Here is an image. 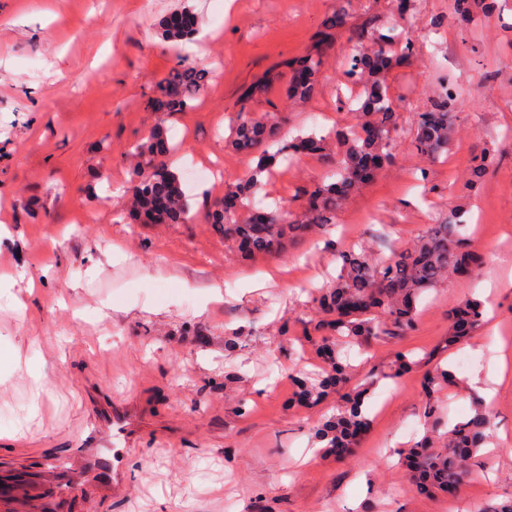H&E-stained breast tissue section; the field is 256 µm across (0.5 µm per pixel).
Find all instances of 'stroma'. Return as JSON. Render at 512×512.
I'll use <instances>...</instances> for the list:
<instances>
[{
	"label": "stroma",
	"instance_id": "obj_1",
	"mask_svg": "<svg viewBox=\"0 0 512 512\" xmlns=\"http://www.w3.org/2000/svg\"><path fill=\"white\" fill-rule=\"evenodd\" d=\"M492 16L459 0H414L411 53L388 77L399 134L394 162L351 194L336 224L285 249L242 257L205 212L251 162L226 142L238 112L276 113L280 136L354 126L349 59L361 29L397 26L392 0H0V465L65 454L93 419L91 397L131 394L149 431L123 496L92 512H448L420 494L400 461L430 425L471 415L484 390L493 452L459 497L473 512L512 498V0ZM190 7L197 52L163 42L160 24ZM342 24L327 29L332 15ZM314 53L316 90L289 98L290 62ZM212 71L192 109H153L155 84L178 57ZM448 94L453 134L431 161L412 145L416 113ZM164 128L197 165L222 162L218 186L184 182L186 224H130V152ZM489 165L466 186L475 156ZM336 164L306 155L263 192L298 215L302 186ZM458 217L481 264L430 290L414 330L329 339L369 385V432L341 458L317 432L340 393L293 404L325 373L304 331L333 285L336 250L373 261ZM483 301L488 322L448 349V310ZM413 366L392 374L397 353ZM466 368H458L459 360ZM452 368L448 412L424 414L426 375Z\"/></svg>",
	"mask_w": 512,
	"mask_h": 512
}]
</instances>
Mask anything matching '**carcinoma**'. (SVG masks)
Listing matches in <instances>:
<instances>
[{
  "instance_id": "cac0c4a2",
  "label": "carcinoma",
  "mask_w": 512,
  "mask_h": 512,
  "mask_svg": "<svg viewBox=\"0 0 512 512\" xmlns=\"http://www.w3.org/2000/svg\"><path fill=\"white\" fill-rule=\"evenodd\" d=\"M197 33L196 15L181 9L174 17H166L161 26V38L173 45L191 41ZM372 38L378 54H358L350 62L348 75L353 81L365 83L363 97L358 101L357 126L336 130V149L332 150L324 136L301 135L291 141L279 136L276 122L268 113L238 114L230 128L229 143L237 151L251 157L250 174L226 185L224 202L233 209L227 211L214 202L208 210V223L213 229L233 241L248 255L273 252L285 244L303 239L319 227L336 222V210L342 200L356 187L374 180L378 172L392 164V133L397 131V113L392 108L394 96L390 87L377 76L379 56L389 52L399 35L395 30L376 29ZM320 58L308 55L299 67L304 72L301 80L291 84L290 93L306 98L314 90ZM210 81V71L180 60L168 75L157 84L158 93L165 101V110L181 112ZM415 150L436 158L448 151L452 127L448 121V99L439 95L428 110L415 113ZM171 149L163 131L155 129L137 141L133 147L136 159L131 170V218L146 224H184L190 205L182 189L180 175L168 161ZM340 155L336 178L321 181L302 189L306 208L302 216L290 218L278 205L253 203L262 181L270 177L279 165H287L300 155L322 154L332 158ZM250 216L237 219L242 208ZM467 224L429 225L426 234L415 245L404 247L380 264L372 263L365 251L354 249L336 251L338 271L333 286L323 290L316 299L320 318L305 330L307 336H348L351 338H378L399 336L415 327L417 303L420 294L440 283L448 267L466 274L479 263L471 249ZM484 306L469 300L455 306L449 313L448 347L471 335L484 322ZM334 372L328 374L313 389L301 387L300 396L310 402L328 394V391L347 377L346 367L332 363ZM456 376L450 370L437 372L425 379L428 401L425 415L431 418L440 412L438 393L444 383L453 384ZM367 388L342 397L343 406L331 419L336 435V447L351 448L355 441L348 433L368 426L362 411ZM491 437V419L486 410L476 406L473 413L448 425L445 451L428 455L433 438L424 436L404 454L407 469H413L414 459L427 458L436 464V491L455 493L468 477L472 459Z\"/></svg>"
}]
</instances>
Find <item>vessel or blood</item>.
Returning a JSON list of instances; mask_svg holds the SVG:
<instances>
[{
	"mask_svg": "<svg viewBox=\"0 0 512 512\" xmlns=\"http://www.w3.org/2000/svg\"><path fill=\"white\" fill-rule=\"evenodd\" d=\"M144 429L134 403L124 397L102 399L94 426L75 454L46 461L36 477L22 467L0 474V512H25L31 498L43 512H65L71 503L89 512L94 500L122 494L128 456Z\"/></svg>",
	"mask_w": 512,
	"mask_h": 512,
	"instance_id": "b4317fda",
	"label": "vessel or blood"
}]
</instances>
